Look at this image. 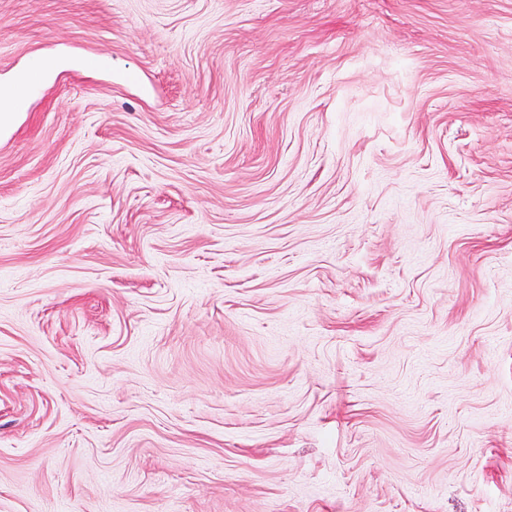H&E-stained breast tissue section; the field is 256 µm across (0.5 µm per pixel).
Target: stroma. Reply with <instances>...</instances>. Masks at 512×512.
<instances>
[{
    "label": "stroma",
    "mask_w": 512,
    "mask_h": 512,
    "mask_svg": "<svg viewBox=\"0 0 512 512\" xmlns=\"http://www.w3.org/2000/svg\"><path fill=\"white\" fill-rule=\"evenodd\" d=\"M0 512H512V0H0Z\"/></svg>",
    "instance_id": "stroma-1"
}]
</instances>
